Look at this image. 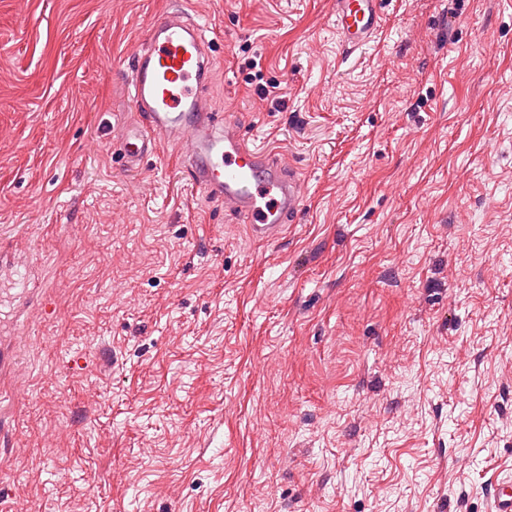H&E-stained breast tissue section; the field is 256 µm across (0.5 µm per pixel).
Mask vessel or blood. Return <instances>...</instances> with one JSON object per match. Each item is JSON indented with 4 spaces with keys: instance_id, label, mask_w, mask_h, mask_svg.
Listing matches in <instances>:
<instances>
[{
    "instance_id": "obj_1",
    "label": "vessel or blood",
    "mask_w": 512,
    "mask_h": 512,
    "mask_svg": "<svg viewBox=\"0 0 512 512\" xmlns=\"http://www.w3.org/2000/svg\"><path fill=\"white\" fill-rule=\"evenodd\" d=\"M381 2L335 0L336 33L346 52L376 36ZM212 65L202 18L176 0L131 58L128 94L138 119L121 129L120 159L134 170L173 144L196 189L223 201L251 240L276 242L303 210L301 178L275 151L250 146L239 120L211 106Z\"/></svg>"
}]
</instances>
